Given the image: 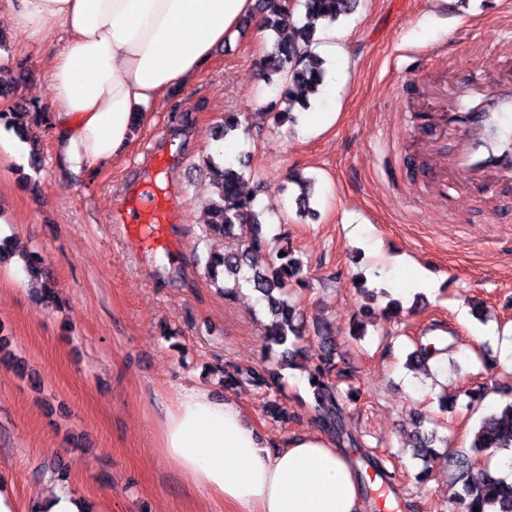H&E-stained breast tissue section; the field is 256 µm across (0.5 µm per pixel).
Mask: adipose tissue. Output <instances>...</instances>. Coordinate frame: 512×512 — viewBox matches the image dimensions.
<instances>
[{
    "label": "adipose tissue",
    "instance_id": "obj_1",
    "mask_svg": "<svg viewBox=\"0 0 512 512\" xmlns=\"http://www.w3.org/2000/svg\"><path fill=\"white\" fill-rule=\"evenodd\" d=\"M9 18L49 53L47 102L64 166L100 169L129 146L141 106L209 63L254 0H8ZM159 452L233 512H368L357 462L324 436L274 443L236 401L181 389Z\"/></svg>",
    "mask_w": 512,
    "mask_h": 512
}]
</instances>
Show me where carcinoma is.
I'll list each match as a JSON object with an SVG mask.
<instances>
[{"mask_svg":"<svg viewBox=\"0 0 512 512\" xmlns=\"http://www.w3.org/2000/svg\"><path fill=\"white\" fill-rule=\"evenodd\" d=\"M265 12L263 27L275 34L272 50L262 59L263 75L269 78L280 75L284 90L281 102L286 107L273 113L279 123L285 119L295 120V106L309 108L307 95L315 94L324 85L326 71L323 61L312 52L317 43V21L329 23L340 16L352 13L359 0H259ZM304 9V18L294 19L296 6ZM24 62L15 66L0 63V88H15L21 80ZM28 112L1 110L0 124L24 133L22 118ZM209 171L212 195L208 200L211 214L207 224L209 233L224 238L226 246L222 253L209 254L205 272L211 284L225 296L234 295L244 284L257 292L268 309L269 319L262 324L267 350L279 353L277 367L243 368L228 364L223 368V384L227 389L247 381L258 388L263 397L265 416L275 423H288V416L280 410L271 395L283 391L279 368L288 366L307 374L308 390L312 395L310 413L317 427L334 438L339 447L360 448L361 442L347 426L350 406L359 397L358 390L340 384L352 377L350 367H339L336 363V348L333 332L328 325L315 328L321 340L320 353L316 358L306 355L305 326L301 317V295L297 288L308 284L301 258L282 237L268 238L263 232L262 214L255 209V198L244 193L243 169L232 165H219L209 155L204 159ZM288 181L298 188L295 198L297 212L301 216L314 214L310 206L312 180L300 174L288 176ZM267 254L266 266L252 264L254 257ZM451 345L438 347L433 343L420 345L408 355V366L424 367L427 362L448 352ZM497 392L506 401L495 411L482 417L473 433L470 452L458 453L448 458V465L455 479L461 483L456 498V512H512V481L497 476L485 467L478 480L470 478L471 471L481 459L489 458L507 450L512 451V384H500ZM419 430L413 438L418 455L430 463L439 457L435 451L437 431L423 429L431 422L422 410L414 414ZM360 460L380 477L391 473L385 466L384 456L363 451Z\"/></svg>","mask_w":512,"mask_h":512,"instance_id":"1","label":"carcinoma"}]
</instances>
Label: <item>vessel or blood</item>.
Listing matches in <instances>:
<instances>
[{"label": "vessel or blood", "instance_id": "obj_1", "mask_svg": "<svg viewBox=\"0 0 512 512\" xmlns=\"http://www.w3.org/2000/svg\"><path fill=\"white\" fill-rule=\"evenodd\" d=\"M433 137L426 153L438 172L443 201L456 205L461 193L478 183L512 184V79L491 83H443L432 87ZM449 140L443 152L440 140ZM169 219V205L154 188L141 192L139 204L124 221L143 241L159 239Z\"/></svg>", "mask_w": 512, "mask_h": 512}]
</instances>
